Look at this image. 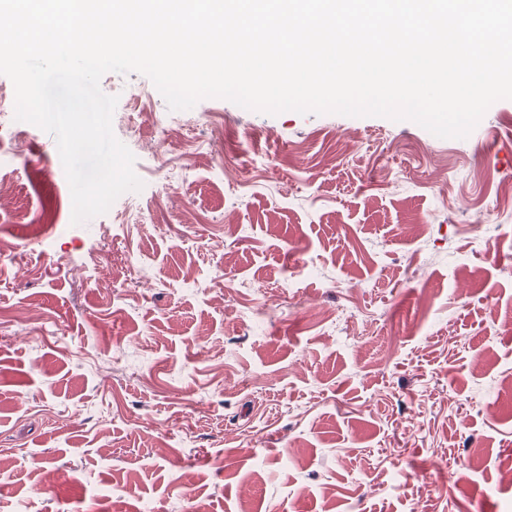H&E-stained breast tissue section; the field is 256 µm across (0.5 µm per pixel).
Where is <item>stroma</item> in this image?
<instances>
[{
  "label": "stroma",
  "mask_w": 512,
  "mask_h": 512,
  "mask_svg": "<svg viewBox=\"0 0 512 512\" xmlns=\"http://www.w3.org/2000/svg\"><path fill=\"white\" fill-rule=\"evenodd\" d=\"M100 87L144 186L78 225L0 110V512H512V99L442 139Z\"/></svg>",
  "instance_id": "stroma-1"
}]
</instances>
